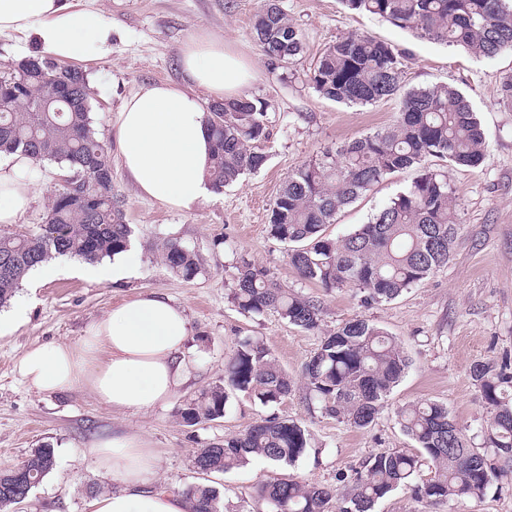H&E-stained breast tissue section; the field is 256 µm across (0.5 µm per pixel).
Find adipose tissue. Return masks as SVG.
I'll use <instances>...</instances> for the list:
<instances>
[{
    "instance_id": "obj_1",
    "label": "adipose tissue",
    "mask_w": 512,
    "mask_h": 512,
    "mask_svg": "<svg viewBox=\"0 0 512 512\" xmlns=\"http://www.w3.org/2000/svg\"><path fill=\"white\" fill-rule=\"evenodd\" d=\"M33 37L54 60L86 61L112 52V27L74 0H0V33ZM181 84L148 83L117 114L121 165L138 196L190 211L215 192L205 99L241 97L256 76L254 61L204 31L180 50ZM35 160L0 154V225L17 223L30 200L45 191ZM193 332L186 309L159 292H139L113 304L75 342L34 346L19 359L21 377L36 392L84 387L113 411L146 412L172 399L189 379L185 359ZM88 455L121 483L100 495L90 512H187L183 495L150 490L157 458L143 437L119 432L90 443Z\"/></svg>"
}]
</instances>
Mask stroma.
Wrapping results in <instances>:
<instances>
[{
    "instance_id": "35a3bbf8",
    "label": "stroma",
    "mask_w": 512,
    "mask_h": 512,
    "mask_svg": "<svg viewBox=\"0 0 512 512\" xmlns=\"http://www.w3.org/2000/svg\"><path fill=\"white\" fill-rule=\"evenodd\" d=\"M100 10L112 26V52L84 63L94 89L93 124L107 147L122 100L145 83H179L182 45L205 29L224 38L256 63L249 97L267 102L268 156L259 171L221 191L217 200L182 211L139 197L121 167L112 182L124 197L133 235V264L127 275L94 281L78 273L77 260L57 258L54 276L24 280L12 300L21 316L0 334V469L19 466L34 448L54 447L56 468L9 512H87L90 487L119 490V482L98 469L85 450L97 436L114 431L140 433L158 462L152 487L171 492L206 482L224 503L251 505L267 481L293 477L332 488L342 498L354 489V471L370 457L392 451L415 452L397 418L399 407L422 400L446 404L469 437H476L488 412L471 377L479 362H512V103L501 86L512 77V50L476 57L463 48L436 43L393 26L379 16L348 10L342 0H279L303 43L287 68H272L252 34L262 0H80ZM352 33L372 36L405 49L409 57L400 94L375 104L344 105L320 95L310 72L323 50ZM448 84L470 102L485 137V158L476 168L428 158L425 167L444 172L455 189L460 221L448 264L395 300L364 303L356 290L328 291L303 280L288 260V248L269 232L268 217L281 187L303 162L322 151L388 127L401 107L402 92ZM409 168L377 184L342 210L326 232L337 238L370 218L419 176ZM175 238L198 256L202 271L192 280L173 276L155 246ZM247 254L270 271L282 287L319 300L327 329L362 318L395 337L412 364L388 395L371 425L355 429L322 414L306 397L305 362L320 334L288 324L269 313L242 315L234 304L233 265ZM143 291L166 293L185 306L194 329L187 359L191 377L166 405L141 413H118L91 392L76 388L39 393L23 383L15 364L34 346L74 341L118 299ZM247 336H257L295 387L275 405L251 394H229L223 418L186 426L184 402L222 383L224 363ZM297 420L311 435L308 452L295 464L258 459L241 470L199 474V448L243 432L268 415ZM373 512H512V481L491 487L484 497L430 504L410 491L396 490L378 500Z\"/></svg>"
}]
</instances>
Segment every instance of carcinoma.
Here are the masks:
<instances>
[{
	"mask_svg": "<svg viewBox=\"0 0 512 512\" xmlns=\"http://www.w3.org/2000/svg\"><path fill=\"white\" fill-rule=\"evenodd\" d=\"M355 12L378 15L418 35L493 57L512 49V0H343ZM255 40L273 63L286 64L302 51L300 34L278 0H267L255 15ZM405 52L369 36L351 34L330 44L318 58L310 80L317 92L336 102L364 105L399 90ZM93 97L85 71L47 57H29L0 70V152H21L53 161L74 178L73 186L48 200L44 224L34 233L0 234V307L8 304L25 277L58 257L98 262L127 250L132 235L124 199L112 184V161L96 132L87 104ZM212 166L207 180L216 191L264 166L260 144L269 138L267 104L242 96L209 107ZM485 156L484 133L465 97L447 85L412 89L404 95L393 125L304 162L284 182L271 209L274 238L288 246L299 276L332 290L353 288L364 302H388L425 282L446 265L457 233L455 191L445 175L426 169L366 224L340 238L324 235L337 214L386 177L418 167L428 157L461 167H477ZM158 252L167 269L185 280L201 266L194 251L166 239ZM233 300L250 315L275 313L288 324L321 331L323 308L288 291L267 270L244 255L234 265ZM409 361L382 328L353 319L322 331L305 363L309 398L322 413L353 428L370 425ZM472 379L490 416L481 446L450 416L448 406L420 401L397 410L402 430L422 456L405 451L369 458L356 472L355 492L336 512H370L388 493L406 489L431 504L481 498L512 458V369L478 362ZM294 382L259 338L239 341L224 365V384L187 399L179 416L188 426L224 417L227 388L248 392L263 405L277 404ZM310 447L309 431L288 417L268 416L244 432L208 443L194 457L199 472L227 473L259 458L292 464ZM426 459L434 469L428 482L414 483ZM56 467L55 448L32 451L15 471L0 472V510L25 500ZM190 512H224L219 491L205 483L184 489ZM334 491L293 479L257 488L251 512H325Z\"/></svg>",
	"mask_w": 512,
	"mask_h": 512,
	"instance_id": "obj_1",
	"label": "carcinoma"
}]
</instances>
